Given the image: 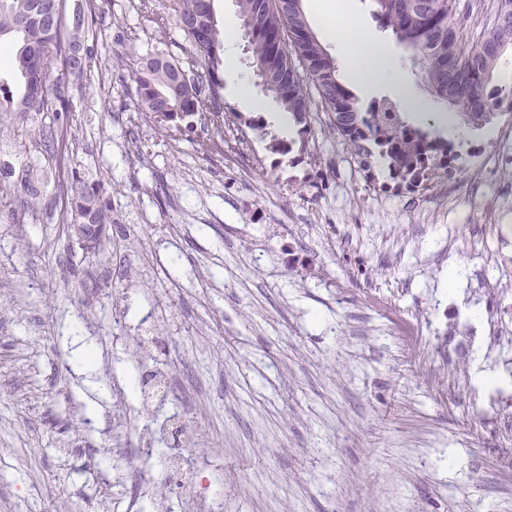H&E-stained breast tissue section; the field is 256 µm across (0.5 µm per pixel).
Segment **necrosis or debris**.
Instances as JSON below:
<instances>
[{
    "label": "necrosis or debris",
    "mask_w": 512,
    "mask_h": 512,
    "mask_svg": "<svg viewBox=\"0 0 512 512\" xmlns=\"http://www.w3.org/2000/svg\"><path fill=\"white\" fill-rule=\"evenodd\" d=\"M482 102L495 123V138L456 142L410 123L393 100H371L365 108L366 118L383 132V155L354 153L352 180L359 195L401 197L411 202L449 200L463 188L474 196L484 194L492 184L498 196L511 198L512 88L487 86ZM242 119L237 112H206L199 129L220 153L226 133L245 137ZM507 219V213L495 205L476 219L478 230L470 248L487 263H498L501 245L512 241V225Z\"/></svg>",
    "instance_id": "4bbe7bcc"
}]
</instances>
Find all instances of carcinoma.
Here are the masks:
<instances>
[{"instance_id":"obj_1","label":"carcinoma","mask_w":512,"mask_h":512,"mask_svg":"<svg viewBox=\"0 0 512 512\" xmlns=\"http://www.w3.org/2000/svg\"><path fill=\"white\" fill-rule=\"evenodd\" d=\"M182 28L192 40L201 61L196 78L177 63L164 57L143 60L133 73L136 93L145 113L162 122H187L198 112H219L223 103L222 42L213 12L212 0H180ZM298 0H237L242 19H253L259 34L250 43L255 75L274 73L279 83L266 86L297 122L306 120L310 102L299 78L296 62H302L320 100L336 114L337 130L354 143L379 145L378 129L367 125L357 100L337 79V61L322 47L309 28ZM376 13L392 28L401 43L423 69L432 94L455 109L465 124L484 121L480 93L493 80L503 54L497 45L512 41V0H500L489 32L475 45L460 46V28L455 17L456 0H373ZM57 0H0V40L12 55V66L0 74V112H16L22 118L50 115L57 123L69 112L66 86L51 79V64L61 69L83 65L71 51L81 47L79 33L89 26V16L74 17L73 34L66 38L52 20L33 19L34 6L52 15ZM283 37V49L274 55L268 47V34ZM448 65L453 77L436 64Z\"/></svg>"}]
</instances>
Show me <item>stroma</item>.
Instances as JSON below:
<instances>
[{
	"instance_id": "obj_1",
	"label": "stroma",
	"mask_w": 512,
	"mask_h": 512,
	"mask_svg": "<svg viewBox=\"0 0 512 512\" xmlns=\"http://www.w3.org/2000/svg\"><path fill=\"white\" fill-rule=\"evenodd\" d=\"M496 5L457 0L463 42ZM351 6L444 120L372 0ZM77 10L96 23L88 68L64 77L67 130L72 166L106 192L99 239L41 127L0 112L30 135L21 157L0 136V512H512V246L499 270L448 247L489 197H360L330 131L325 193L282 195L288 156L274 179L235 163L269 136L224 160L141 109L142 60L194 53L170 0H66ZM473 314L500 334L466 335ZM477 362L504 396L473 385ZM150 364L169 391L146 419L129 377ZM178 442L188 486L160 478Z\"/></svg>"
}]
</instances>
